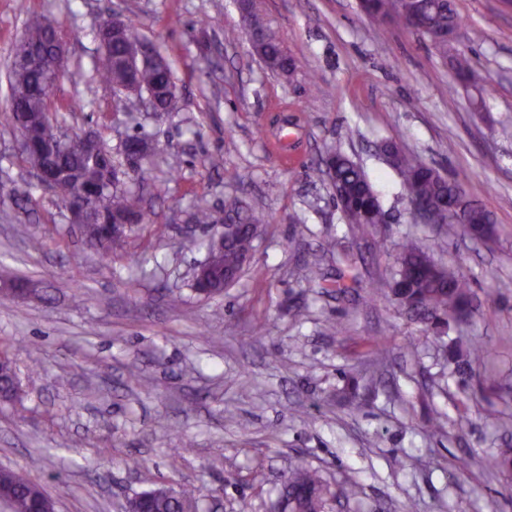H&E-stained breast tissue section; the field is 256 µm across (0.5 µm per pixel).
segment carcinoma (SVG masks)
<instances>
[{"instance_id": "carcinoma-1", "label": "carcinoma", "mask_w": 512, "mask_h": 512, "mask_svg": "<svg viewBox=\"0 0 512 512\" xmlns=\"http://www.w3.org/2000/svg\"><path fill=\"white\" fill-rule=\"evenodd\" d=\"M362 10L380 23L407 24L408 15L420 18L419 31L430 33L434 29H457L459 17L453 0H361ZM246 22L254 28L258 44L256 50L268 66L283 74H291L296 65L280 61L282 49L280 34L263 20L253 4L248 5ZM99 40L108 43V50L99 53L93 64L97 80L114 88L127 89V95L149 90L157 91L175 84L166 58L161 64L146 67L131 74L125 66L126 42L141 41L132 27L126 28V39H112V32L99 30ZM433 48L444 58L451 57L453 69L462 78L473 75L471 60L466 54H448V41H431ZM68 64L56 56L47 29L32 22L11 51L9 70V120L15 130L27 129L48 146L45 164L52 171V194L61 202L82 206L101 222L81 225L87 247L103 256L121 252L127 243L125 236L109 234L105 221L114 214H132L137 206L133 193L124 185L112 182V169L118 159L106 148L97 155L79 151L72 141L58 138L57 127L43 122V113L50 107L52 97ZM383 151L392 157V167L402 177L411 201H422L442 217L441 226L448 237L458 234L461 223L450 209L454 196L465 191L466 179L447 178L435 168L418 162L397 145L387 143ZM326 164L334 170L340 196L336 202L341 212L349 215L350 223L364 232L371 226L386 223V213L362 168L339 150L330 152ZM225 219L250 226L265 223V216L255 209L244 207L237 201L224 205ZM467 232L475 240L482 235L477 228L487 229L494 235L496 228L491 214L476 205L466 213ZM255 238L249 230L241 231L235 239L224 245V251L214 255L217 269L226 271L242 267L243 260L252 255ZM389 294L399 309L420 327L421 340H428L436 332L438 322L450 323V318L464 313L469 316L471 303L470 283L459 268L434 259L427 246L410 242L401 247L388 279ZM0 491L8 499L10 512H32L39 505L43 512H54V503L43 488L32 481L20 482L14 471L0 469ZM337 497L331 484L314 469L299 468L284 482L282 512H327V506ZM201 496L192 491H174L158 487L146 491L149 512H199Z\"/></svg>"}]
</instances>
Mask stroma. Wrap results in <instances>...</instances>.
Returning <instances> with one entry per match:
<instances>
[{
  "mask_svg": "<svg viewBox=\"0 0 512 512\" xmlns=\"http://www.w3.org/2000/svg\"><path fill=\"white\" fill-rule=\"evenodd\" d=\"M454 3L462 24L448 49L471 57L489 94L456 83L428 36L374 21L359 0H258L296 61L289 78L251 55L235 0H27L24 16L0 0V282L38 285L31 299L0 297V348L20 382L15 401H0V468L40 484L56 512H125L158 485L200 491L203 512H274L301 465L338 491L329 512H512V471L490 466L512 452V8ZM115 10L167 57L177 111L125 120L94 79L97 30ZM30 16L56 24L78 67L57 87L54 121L111 150L127 134L158 149L124 180L147 219L109 260L29 176L5 120L10 51ZM387 141L466 176L498 240L415 223L381 152ZM334 149L362 166L387 226L358 233L328 178H309ZM213 156L223 169L210 167ZM163 178L167 194L153 197ZM232 200L266 222L239 279L204 298L193 271L210 229L189 238L185 226L195 204ZM409 239L471 279L463 333L485 348L461 371L433 342L411 348L418 327L387 297ZM308 262L329 280L351 267L357 288L343 296L308 284ZM349 377L362 407L342 397ZM437 413L446 424L432 435Z\"/></svg>",
  "mask_w": 512,
  "mask_h": 512,
  "instance_id": "obj_1",
  "label": "stroma"
}]
</instances>
